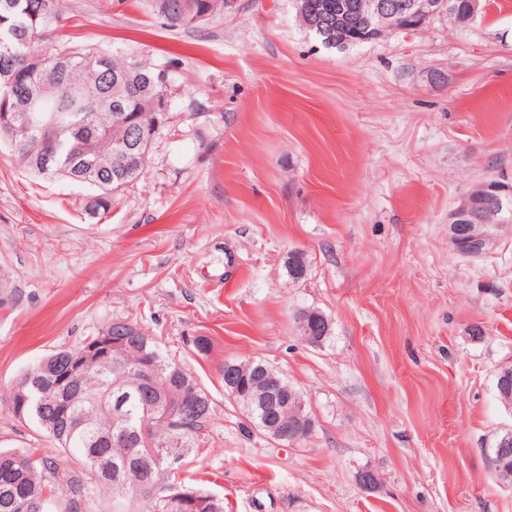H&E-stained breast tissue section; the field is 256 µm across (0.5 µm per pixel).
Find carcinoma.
Instances as JSON below:
<instances>
[{
	"mask_svg": "<svg viewBox=\"0 0 512 512\" xmlns=\"http://www.w3.org/2000/svg\"><path fill=\"white\" fill-rule=\"evenodd\" d=\"M223 0H193L194 12L183 11L186 0H148L152 11L170 28L193 29L205 24ZM338 0H295L297 13L321 17L322 28L309 32L321 44L346 49L378 40L363 30L336 44L329 25L336 17ZM448 18L458 26L469 24L467 0H449ZM61 22L59 0H0V70H10L16 90L0 95V136L8 122L20 123L22 113L31 111V96L42 85L58 87L57 95L38 103L39 115L51 116L82 129H110L124 120L135 125L128 143L107 138L97 152L107 163L88 170L73 147L72 133L60 134L48 126L37 134L19 135L13 155L34 174L61 176L87 184L97 194L90 203L94 211L112 206V195L143 177L154 134L138 119L145 103L164 92L155 81L156 66L134 57L112 58V67L100 70L88 63L93 50L54 48L41 56L30 54L32 44ZM120 83L132 89L119 99L120 111L105 109L98 102L73 93L80 85H96L100 95L113 98ZM42 160L45 168L36 164ZM99 336L126 340L124 349L109 354L96 364L69 371L70 360L84 345L59 349L38 361L11 387L0 390V401L8 402L12 415L29 420L63 453L76 455V467H62L51 457H36L30 448H0V512H25L22 501L29 498L43 505L41 512H58L62 496L69 495L67 512H76L103 487L120 502L136 498L131 486L142 488L146 512H224V499L185 484L164 482L163 473L174 469L196 447L195 433L209 418L211 401L193 372L168 357L159 343L141 328L125 323L110 324ZM69 376V407L43 400V391L63 376ZM253 425L270 433V414L245 399L239 400ZM151 448L158 461L148 463L140 450ZM500 480L512 483V457L491 454Z\"/></svg>",
	"mask_w": 512,
	"mask_h": 512,
	"instance_id": "obj_1",
	"label": "carcinoma"
}]
</instances>
